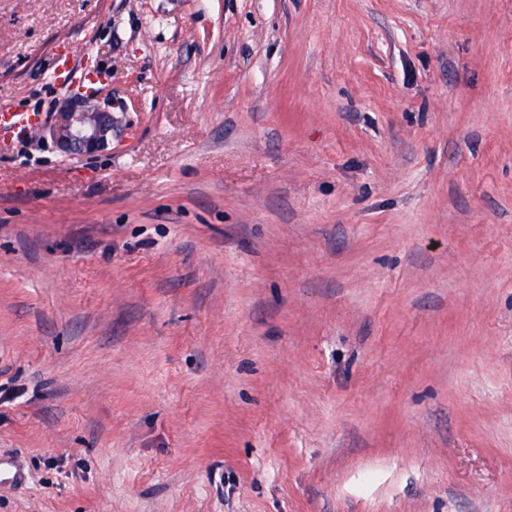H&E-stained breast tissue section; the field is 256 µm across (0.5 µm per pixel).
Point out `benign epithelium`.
<instances>
[{
    "mask_svg": "<svg viewBox=\"0 0 512 512\" xmlns=\"http://www.w3.org/2000/svg\"><path fill=\"white\" fill-rule=\"evenodd\" d=\"M115 121L112 112L83 98H76L60 113L50 129L57 147L69 156H90L105 150L112 142Z\"/></svg>",
    "mask_w": 512,
    "mask_h": 512,
    "instance_id": "7a95c632",
    "label": "benign epithelium"
}]
</instances>
